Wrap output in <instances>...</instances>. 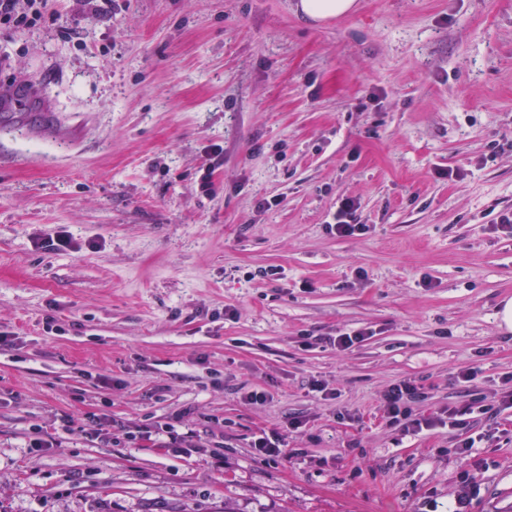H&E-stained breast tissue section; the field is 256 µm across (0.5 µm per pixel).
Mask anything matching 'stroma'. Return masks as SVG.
<instances>
[{
    "label": "stroma",
    "mask_w": 512,
    "mask_h": 512,
    "mask_svg": "<svg viewBox=\"0 0 512 512\" xmlns=\"http://www.w3.org/2000/svg\"><path fill=\"white\" fill-rule=\"evenodd\" d=\"M294 2L0 26V512H512V414L383 415L401 380L436 415L512 376V0ZM44 111L78 140L34 136ZM347 200L364 233H328ZM294 415L287 461L256 458ZM165 424L192 455L126 437ZM358 0H299L295 7L310 21L324 23L354 12ZM421 388L411 380H402L393 384L384 395L383 413L390 425L401 426L403 433L416 435L424 429L429 430L437 426H444L448 429L466 428L474 413L488 414L489 418L495 419L502 411L512 409V386L505 391L497 408L481 404L478 398L472 397L461 405L449 406L439 416L426 417L415 413L412 403L424 399Z\"/></svg>",
    "instance_id": "1"
}]
</instances>
